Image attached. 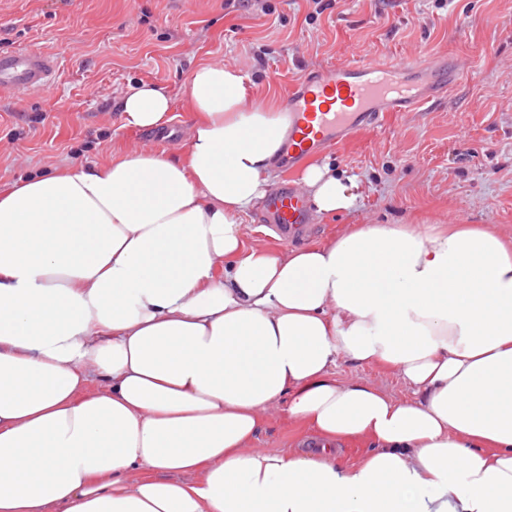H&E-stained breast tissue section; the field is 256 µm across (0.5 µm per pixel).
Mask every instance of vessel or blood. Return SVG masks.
I'll use <instances>...</instances> for the list:
<instances>
[{
	"label": "vessel or blood",
	"instance_id": "1",
	"mask_svg": "<svg viewBox=\"0 0 512 512\" xmlns=\"http://www.w3.org/2000/svg\"><path fill=\"white\" fill-rule=\"evenodd\" d=\"M463 63L436 55L396 67L353 59L298 80L288 97L289 128L279 157L285 170L373 124L383 112H409L434 103L460 79ZM53 56L33 50L0 54V89L27 91L48 85ZM265 214L282 239L301 234L307 222L303 195L294 184L278 189Z\"/></svg>",
	"mask_w": 512,
	"mask_h": 512
}]
</instances>
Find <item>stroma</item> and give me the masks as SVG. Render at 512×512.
Here are the masks:
<instances>
[{"label": "stroma", "instance_id": "obj_1", "mask_svg": "<svg viewBox=\"0 0 512 512\" xmlns=\"http://www.w3.org/2000/svg\"><path fill=\"white\" fill-rule=\"evenodd\" d=\"M270 13L224 0H0V52L57 60L50 85L0 90V182L139 149L180 157L193 114L187 80L203 62L242 71L247 103L287 104L303 76L360 58L403 65L461 59L458 85L416 112L378 121L317 155L357 177L354 205L311 216L302 245L362 224H485L512 239V0H335L308 20V0H268ZM142 83L172 100L170 137L124 126L122 98ZM336 376L412 393L392 371L339 361ZM312 432L270 409L253 448L287 451Z\"/></svg>", "mask_w": 512, "mask_h": 512}]
</instances>
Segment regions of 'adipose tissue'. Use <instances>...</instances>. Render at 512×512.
<instances>
[{
    "mask_svg": "<svg viewBox=\"0 0 512 512\" xmlns=\"http://www.w3.org/2000/svg\"><path fill=\"white\" fill-rule=\"evenodd\" d=\"M246 96L239 69L200 64L180 159L0 185V512H512V240L364 224L247 245L288 112ZM171 108L144 83L123 123L163 128ZM300 180L320 215L356 198L326 164ZM341 359L412 399L339 381ZM282 403L319 447L252 448Z\"/></svg>",
    "mask_w": 512,
    "mask_h": 512,
    "instance_id": "adipose-tissue-1",
    "label": "adipose tissue"
}]
</instances>
